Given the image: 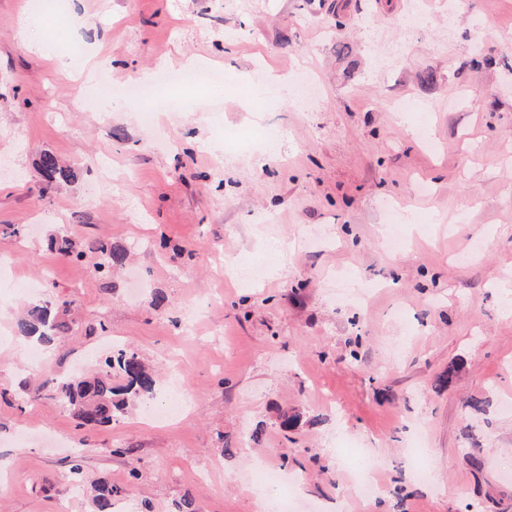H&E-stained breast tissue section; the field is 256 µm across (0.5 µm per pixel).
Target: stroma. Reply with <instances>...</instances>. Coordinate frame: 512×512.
I'll use <instances>...</instances> for the list:
<instances>
[{
    "label": "stroma",
    "instance_id": "stroma-1",
    "mask_svg": "<svg viewBox=\"0 0 512 512\" xmlns=\"http://www.w3.org/2000/svg\"><path fill=\"white\" fill-rule=\"evenodd\" d=\"M25 2L0 0V512H98L94 484L131 512H268L282 492L255 494L260 464L298 476L303 512H512V0H70L76 15L33 22L45 56L19 36ZM98 54L108 68L76 95ZM193 64L224 82L113 94ZM302 69L316 90L285 100L280 81ZM271 124L283 160L239 149ZM45 152L73 179L43 181ZM60 233L82 260L47 249ZM100 241L125 251L122 269L96 273ZM218 250L263 280L221 276ZM341 278L378 289L341 299ZM60 297L70 328L29 367L16 324ZM116 345L155 371V397L180 367L186 411L154 423L139 403L88 429L35 398ZM418 425L422 477L404 461ZM364 440L373 502L338 456Z\"/></svg>",
    "mask_w": 512,
    "mask_h": 512
}]
</instances>
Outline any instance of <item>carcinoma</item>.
<instances>
[{
	"instance_id": "obj_1",
	"label": "carcinoma",
	"mask_w": 512,
	"mask_h": 512,
	"mask_svg": "<svg viewBox=\"0 0 512 512\" xmlns=\"http://www.w3.org/2000/svg\"><path fill=\"white\" fill-rule=\"evenodd\" d=\"M39 171L47 182L68 180L73 176L70 169L61 165L53 154L45 152L40 157ZM48 248L72 259H79L82 253L76 252L68 237L53 235L47 240ZM96 251L101 261L96 271L107 275L112 269L125 262V253L99 243ZM68 307L54 309L51 305L34 304L27 316L18 324L25 337H37L42 343H49L53 336L68 330V323L59 315L67 314ZM107 369L92 376L76 372L65 378L51 380L50 391L61 401L68 403L80 425L94 428L112 422L124 412L129 402L154 393L156 380L148 371L138 354L129 347H123L106 359ZM117 372L125 381L123 385H112V372Z\"/></svg>"
}]
</instances>
